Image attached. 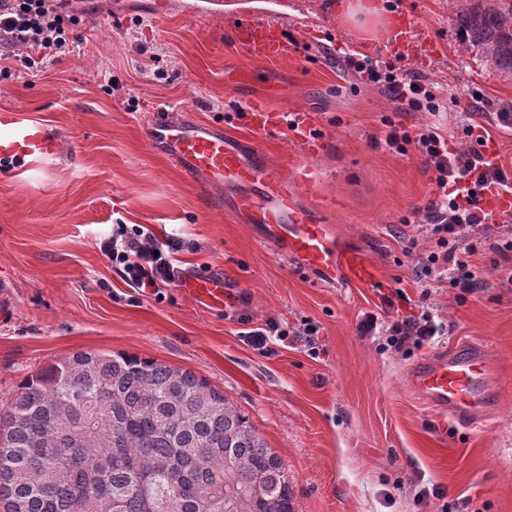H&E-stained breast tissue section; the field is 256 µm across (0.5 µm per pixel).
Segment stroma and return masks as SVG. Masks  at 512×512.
Listing matches in <instances>:
<instances>
[{
	"label": "stroma",
	"instance_id": "35a3bbf8",
	"mask_svg": "<svg viewBox=\"0 0 512 512\" xmlns=\"http://www.w3.org/2000/svg\"><path fill=\"white\" fill-rule=\"evenodd\" d=\"M112 0L75 34L74 52L26 69L0 51V107L57 130L64 155L34 177L0 166V404L29 376L78 351L135 354L192 371L238 406L288 467L295 512H512V281L497 254L471 259L481 286L466 294L437 282L428 303L447 335L404 353L360 336L380 310L376 288L330 285L282 255L232 192L198 185L149 144L144 125L164 108L226 135H250L259 101L312 121L326 143L311 160L325 219L376 264L384 287L418 302L416 265L430 244L414 223L434 198L414 152L390 149V127L456 128L474 98L512 109V76L481 64L459 40L455 0H390L417 21L408 64L436 89L438 115L402 111L365 82L351 52L398 65L382 43L339 23L337 0H224V16L194 14L196 0ZM287 15L286 57L259 61L235 43L241 12ZM174 237L187 273L221 276L238 303L196 305L178 287L141 295L115 272L100 242L117 226ZM248 324H241L240 316ZM276 320L288 339L259 351L244 327ZM319 328L309 345L297 331ZM473 341L494 353L496 408L463 428L426 408L405 374L421 358ZM442 496L421 502L422 484Z\"/></svg>",
	"mask_w": 512,
	"mask_h": 512
}]
</instances>
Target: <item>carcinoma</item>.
<instances>
[{"label":"carcinoma","mask_w":512,"mask_h":512,"mask_svg":"<svg viewBox=\"0 0 512 512\" xmlns=\"http://www.w3.org/2000/svg\"><path fill=\"white\" fill-rule=\"evenodd\" d=\"M465 0L466 50L512 74V0ZM5 512H294L288 469L194 373L78 351L0 406Z\"/></svg>","instance_id":"cac0c4a2"}]
</instances>
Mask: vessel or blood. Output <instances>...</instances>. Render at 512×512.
I'll list each match as a JSON object with an SVG mask.
<instances>
[{
    "mask_svg": "<svg viewBox=\"0 0 512 512\" xmlns=\"http://www.w3.org/2000/svg\"><path fill=\"white\" fill-rule=\"evenodd\" d=\"M234 37L245 52L258 59L285 55L287 44L282 25L242 15ZM282 113L253 104L250 130L253 141L234 140L211 124L168 113L147 124V139L189 178L209 188L238 189V210L252 223L264 225L271 240L284 243L304 266L324 280L343 279L348 285H372L377 281L374 263L364 254L345 247L331 225L319 214L330 209L317 196V177L304 166L302 153L320 148L311 129H303L297 151L282 158L283 172L267 165L257 144L281 139ZM63 142L44 123L13 109L0 108V160L22 167L49 168L62 156ZM185 296L209 308L227 309L235 292L224 279L186 275L180 282ZM496 363L491 351L466 344L425 356L407 371L410 390L431 410L461 426H474L495 407Z\"/></svg>",
    "mask_w": 512,
    "mask_h": 512,
    "instance_id": "b4317fda",
    "label": "vessel or blood"
}]
</instances>
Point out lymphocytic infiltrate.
<instances>
[{
	"instance_id": "1",
	"label": "lymphocytic infiltrate",
	"mask_w": 512,
	"mask_h": 512,
	"mask_svg": "<svg viewBox=\"0 0 512 512\" xmlns=\"http://www.w3.org/2000/svg\"><path fill=\"white\" fill-rule=\"evenodd\" d=\"M84 14L73 0H0V45L20 50L19 61L25 68H37L69 48L70 35ZM353 66L364 81L383 88L404 111H438V97L431 86L405 67L384 68L368 57L354 60ZM493 127L511 133L512 111L493 112L485 125L462 123L459 147L450 145L441 128L431 123L411 133L393 127L385 137L391 148L413 146L434 176L435 198L426 206L421 226L433 248L416 270L422 283L437 275L447 278L450 287L472 292L479 282L469 270V259L482 248L512 263V238L495 234L494 215L482 205L487 189L512 194V168L483 156ZM100 250L123 281L144 295L159 294L183 276L173 260L175 242L158 240L148 230H117L101 243ZM404 299L398 288L383 296L380 312L360 322L361 335L379 337L384 350L398 353L447 333L446 324L429 310L394 315L396 302Z\"/></svg>"
}]
</instances>
